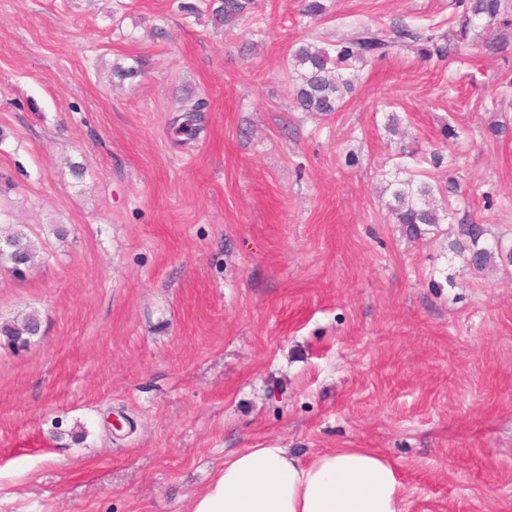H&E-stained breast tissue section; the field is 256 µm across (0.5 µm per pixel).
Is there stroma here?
Returning <instances> with one entry per match:
<instances>
[{
    "mask_svg": "<svg viewBox=\"0 0 512 512\" xmlns=\"http://www.w3.org/2000/svg\"><path fill=\"white\" fill-rule=\"evenodd\" d=\"M183 2L0 0V225L39 250L0 271V322H42L0 346V512H189L268 445L376 449L406 512H512V261L471 272L448 234L512 247V0L463 54L351 64L326 114L297 104L300 41L445 42L458 0L219 27ZM411 176L458 186L417 240L391 212ZM37 325L32 329L29 336H21L27 332L29 327ZM42 327L41 321L38 316L31 314L20 322H4L0 325V342L3 339L4 345H7L13 350H23L27 348L34 339L41 335Z\"/></svg>",
    "mask_w": 512,
    "mask_h": 512,
    "instance_id": "35a3bbf8",
    "label": "stroma"
}]
</instances>
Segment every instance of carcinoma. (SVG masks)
I'll list each match as a JSON object with an SVG mask.
<instances>
[{"instance_id": "obj_1", "label": "carcinoma", "mask_w": 512, "mask_h": 512, "mask_svg": "<svg viewBox=\"0 0 512 512\" xmlns=\"http://www.w3.org/2000/svg\"><path fill=\"white\" fill-rule=\"evenodd\" d=\"M254 0H210L208 9L214 21L222 25L242 17ZM463 16L456 31V42L469 39L475 23L485 18L494 19L504 11V0H462ZM421 54L441 55L448 48L438 44L435 37L407 25H398L390 30L361 27L334 48L335 56L322 48L307 42L301 43L293 57L298 69L299 86L296 99L305 112H334L343 99V92L349 90V82L341 70L351 61H362L368 57L386 56L394 51L409 50L419 43ZM440 187L429 182H418L410 177L395 182L392 196L396 202L393 208L397 223L405 232L416 238L428 233V228L440 224V217L432 207ZM486 229L481 224L457 225L456 238L451 243L453 251L467 255L466 262L475 271H481L494 253L501 249V242L493 244L485 239ZM38 316L31 314L20 322L0 324V335L21 336L29 327L40 325Z\"/></svg>"}]
</instances>
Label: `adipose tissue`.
I'll return each instance as SVG.
<instances>
[{
    "instance_id": "adipose-tissue-1",
    "label": "adipose tissue",
    "mask_w": 512,
    "mask_h": 512,
    "mask_svg": "<svg viewBox=\"0 0 512 512\" xmlns=\"http://www.w3.org/2000/svg\"><path fill=\"white\" fill-rule=\"evenodd\" d=\"M397 465L371 448H332L304 460L281 447L227 455L190 512H404Z\"/></svg>"
}]
</instances>
